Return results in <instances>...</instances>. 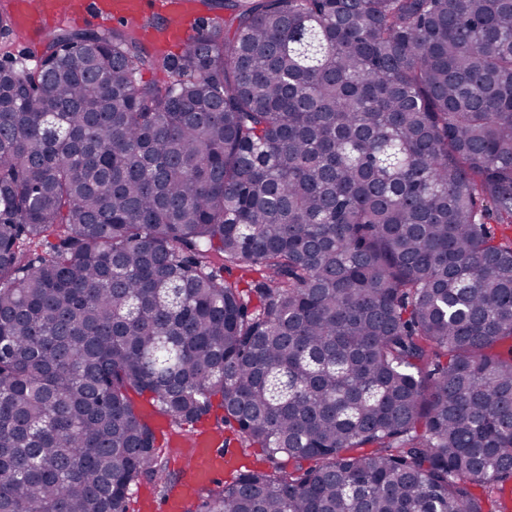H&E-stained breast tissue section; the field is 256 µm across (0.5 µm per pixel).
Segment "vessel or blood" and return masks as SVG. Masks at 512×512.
Segmentation results:
<instances>
[{"instance_id":"b4317fda","label":"vessel or blood","mask_w":512,"mask_h":512,"mask_svg":"<svg viewBox=\"0 0 512 512\" xmlns=\"http://www.w3.org/2000/svg\"><path fill=\"white\" fill-rule=\"evenodd\" d=\"M194 0H11L10 15L15 27L38 35L43 23L76 21L95 23L116 21L130 27L155 22L165 40L190 39L195 30ZM185 469L192 477L188 486L168 492L160 503L161 512H183L194 489L221 480L224 468L233 456L225 448L221 434L201 429L181 437Z\"/></svg>"}]
</instances>
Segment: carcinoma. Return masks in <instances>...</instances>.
<instances>
[{
  "label": "carcinoma",
  "mask_w": 512,
  "mask_h": 512,
  "mask_svg": "<svg viewBox=\"0 0 512 512\" xmlns=\"http://www.w3.org/2000/svg\"><path fill=\"white\" fill-rule=\"evenodd\" d=\"M224 9L0 70V512L181 481L133 393L259 449L184 512H507L512 0ZM197 2L200 0H196ZM199 3V2H198ZM200 4V17L197 32L200 29H205L210 33L224 35V8L219 4L212 6H204Z\"/></svg>",
  "instance_id": "1"
}]
</instances>
